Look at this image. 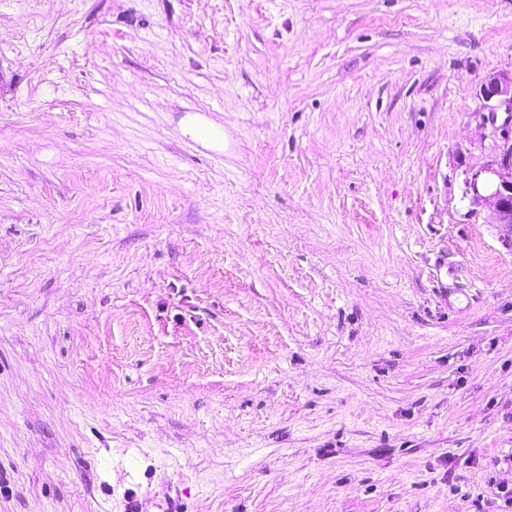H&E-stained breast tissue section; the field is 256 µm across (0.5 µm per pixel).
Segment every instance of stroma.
I'll return each instance as SVG.
<instances>
[{
  "instance_id": "obj_1",
  "label": "stroma",
  "mask_w": 512,
  "mask_h": 512,
  "mask_svg": "<svg viewBox=\"0 0 512 512\" xmlns=\"http://www.w3.org/2000/svg\"><path fill=\"white\" fill-rule=\"evenodd\" d=\"M511 71L512 0H0V512H512ZM480 94L499 142L498 151L481 168L466 171L464 198L476 209H488L494 224H502L512 240V71L489 76ZM500 111L507 116L496 125Z\"/></svg>"
}]
</instances>
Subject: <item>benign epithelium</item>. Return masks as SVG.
Wrapping results in <instances>:
<instances>
[{
  "instance_id": "obj_1",
  "label": "benign epithelium",
  "mask_w": 512,
  "mask_h": 512,
  "mask_svg": "<svg viewBox=\"0 0 512 512\" xmlns=\"http://www.w3.org/2000/svg\"><path fill=\"white\" fill-rule=\"evenodd\" d=\"M480 94L498 139V151L481 168L466 171L465 198L471 206L489 210L493 223L503 225L512 237V72L489 76ZM500 111L506 118L498 125L496 114Z\"/></svg>"
}]
</instances>
